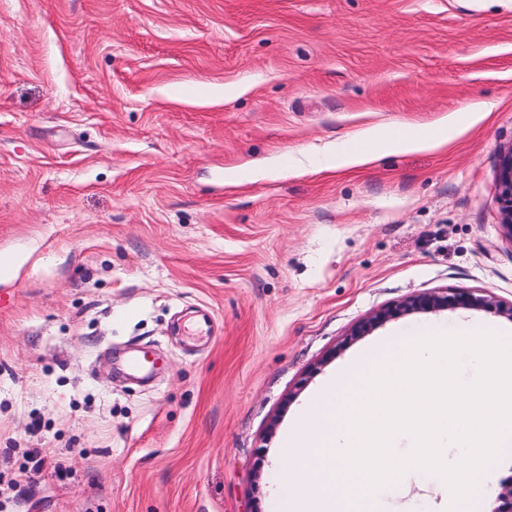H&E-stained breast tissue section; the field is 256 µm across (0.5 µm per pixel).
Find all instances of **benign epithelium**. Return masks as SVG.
<instances>
[{
  "label": "benign epithelium",
  "mask_w": 512,
  "mask_h": 512,
  "mask_svg": "<svg viewBox=\"0 0 512 512\" xmlns=\"http://www.w3.org/2000/svg\"><path fill=\"white\" fill-rule=\"evenodd\" d=\"M498 188L502 225L509 236L512 237V147L501 157ZM458 307L475 310L493 307L500 314L512 320V304H502L487 295L479 293L450 295L443 291L434 292L427 296L408 297L385 312L364 322L354 331V335H364L377 323L389 317L409 315L421 311L436 313ZM496 501L500 502V505L493 507L491 512H512V479L501 483Z\"/></svg>",
  "instance_id": "obj_1"
}]
</instances>
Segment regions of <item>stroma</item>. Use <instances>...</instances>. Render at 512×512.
Listing matches in <instances>:
<instances>
[{
	"label": "stroma",
	"mask_w": 512,
	"mask_h": 512,
	"mask_svg": "<svg viewBox=\"0 0 512 512\" xmlns=\"http://www.w3.org/2000/svg\"><path fill=\"white\" fill-rule=\"evenodd\" d=\"M445 117L467 129L437 150L309 156ZM511 147L512 0H0V512H269L354 355L455 319L512 334L461 308L354 333L434 291L512 302ZM32 448L52 466L20 498ZM425 500L413 472L382 512ZM498 188L502 225L512 238V147L501 157Z\"/></svg>",
	"instance_id": "35a3bbf8"
}]
</instances>
